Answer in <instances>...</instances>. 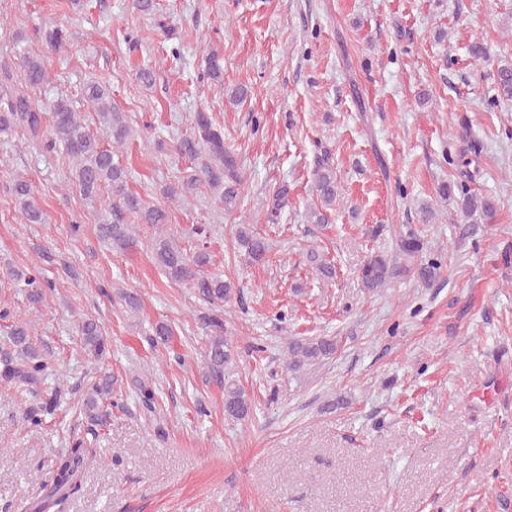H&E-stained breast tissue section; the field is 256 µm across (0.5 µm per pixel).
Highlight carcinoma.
Wrapping results in <instances>:
<instances>
[{"label":"carcinoma","mask_w":512,"mask_h":512,"mask_svg":"<svg viewBox=\"0 0 512 512\" xmlns=\"http://www.w3.org/2000/svg\"><path fill=\"white\" fill-rule=\"evenodd\" d=\"M73 33L64 27L54 26L43 31L42 45L49 51H58L72 38ZM14 66L0 67V85L5 90L0 106V135L22 132L27 142L52 151L61 146L70 159L71 180L82 198L92 206L100 207L97 224L99 240L113 250H126L136 244V234L149 236L154 264L167 279L188 284L196 289V295L205 305L203 316L209 329L204 364L210 376L224 384V417L232 421H246L251 414V404L243 388L231 376L234 350L224 337V302L233 293V283L218 274H210L206 267L212 263L208 247L203 245L190 252L182 245L187 238L200 242L209 237L207 227L200 224L188 232L174 234L168 231L169 215L165 206L149 201L128 189V170L123 166L122 148L132 137L134 129L126 115L112 103L107 85L100 82L85 86L82 101L97 114L99 130L94 132L83 124L82 112L72 101L59 98L51 108L50 129L44 127V113L38 109L29 91L50 81L44 54L32 50L23 34H15ZM23 75V85L13 83L14 70ZM496 96L494 103L512 99V64L499 65L495 74ZM177 151L194 164V173L187 179L169 184L162 196L172 204H187L200 185L213 192L217 205L224 213L232 212L238 205L243 182L242 172L234 154L224 148V133L204 112L193 118L191 132L181 138ZM338 175L333 160L327 155L316 160L313 170V188L316 202L310 208L313 224H325L338 200ZM6 191L30 224H41L45 214L37 200V190L26 177L16 175L5 185ZM288 192L284 187L274 189L266 197L265 206L274 216L285 206ZM463 224H490L499 209L494 197L476 196L467 192L457 202ZM234 248L249 264L266 259L270 251L268 239L255 224H237L234 228ZM424 242L414 231L398 233L392 238L391 254H370L359 269L361 286L370 292L384 288L392 280L410 273L424 284L436 280L443 268V261L423 256ZM40 263L13 273L15 285L25 292L34 305H40L46 294L56 288L54 282L43 276L41 264H55L65 274L70 263L56 259L43 250ZM307 260L318 274L332 278L334 265L312 250ZM83 349L93 360L102 358L108 347V338L101 326L93 319H85L78 326ZM10 340L15 353L4 354L0 360V379L19 387L32 388L46 381L51 373L48 359L31 347L28 323L11 325ZM337 340L332 336L295 337L288 341L284 368L298 370L314 365L336 353ZM71 391L62 382H55L47 390V396L30 404L25 411V421L38 427L56 410L70 400ZM112 398V376L96 375L89 380L82 394L80 410L90 426H100L110 417L109 399ZM93 452L78 442L70 451L54 463L56 472L53 487L47 494L48 504L64 512L69 497L80 487L82 473L92 462Z\"/></svg>","instance_id":"cac0c4a2"}]
</instances>
